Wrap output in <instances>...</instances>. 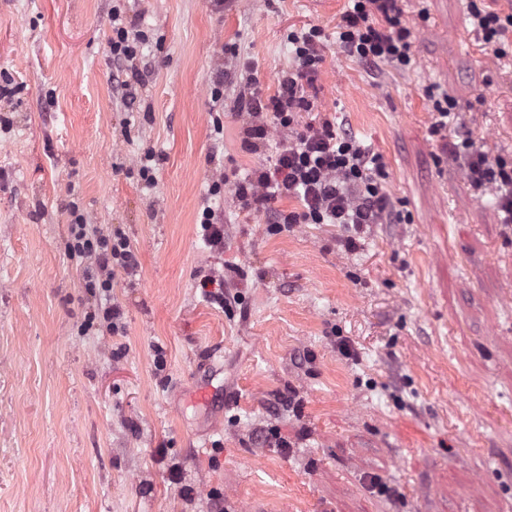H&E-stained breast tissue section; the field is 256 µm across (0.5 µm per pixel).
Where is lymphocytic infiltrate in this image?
Segmentation results:
<instances>
[{
	"label": "lymphocytic infiltrate",
	"instance_id": "lymphocytic-infiltrate-1",
	"mask_svg": "<svg viewBox=\"0 0 512 512\" xmlns=\"http://www.w3.org/2000/svg\"><path fill=\"white\" fill-rule=\"evenodd\" d=\"M352 2L336 26L340 50L372 72L385 64L410 67L411 30L402 21L400 0ZM470 15L479 41L496 59L512 56V11L475 2ZM288 42L294 66L277 78L275 92L264 93L254 79L241 98L246 145L264 141L274 125L284 133L276 154L242 178L219 172L213 191L231 185L242 209L263 214L275 231L285 224H350L359 230L367 224L404 223L405 215L385 192L388 172L379 154L329 120L299 121L301 113L314 109L305 88L313 84L324 61L321 29L291 32ZM268 113L273 116L269 123L264 120ZM451 153L462 160L473 191L495 190L500 220L512 224V158L476 149L466 131L459 132ZM288 199L296 202V210L278 209V202ZM69 215L67 250L71 259L86 264L87 287L107 291L115 271H136L137 256L122 232L98 231L74 207Z\"/></svg>",
	"mask_w": 512,
	"mask_h": 512
}]
</instances>
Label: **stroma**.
<instances>
[{"mask_svg":"<svg viewBox=\"0 0 512 512\" xmlns=\"http://www.w3.org/2000/svg\"><path fill=\"white\" fill-rule=\"evenodd\" d=\"M347 6L0 0V512H512V224L432 134L426 94L507 156L512 66L478 41L470 0H403L413 63L372 74L336 45ZM116 8L149 36L125 98ZM313 25L314 110L381 156L406 223L274 232L232 188L209 193L217 166L274 155V127L245 147L240 89L254 75L274 93L289 32ZM73 202L137 254L110 295L68 256ZM207 206L220 251L199 234ZM111 303L124 335L98 317Z\"/></svg>","mask_w":512,"mask_h":512,"instance_id":"obj_1","label":"stroma"}]
</instances>
